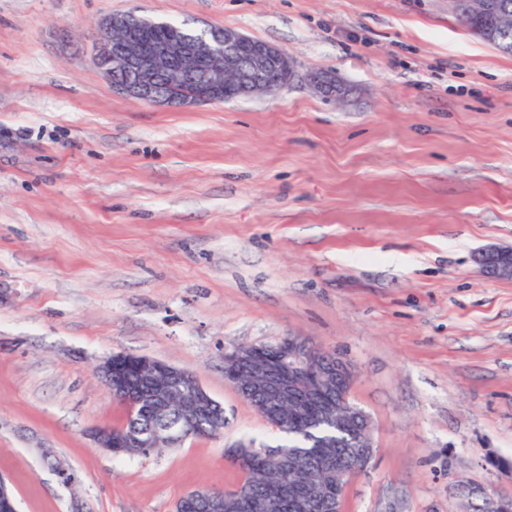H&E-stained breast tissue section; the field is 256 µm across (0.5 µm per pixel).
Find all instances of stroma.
<instances>
[{"instance_id":"35a3bbf8","label":"stroma","mask_w":512,"mask_h":512,"mask_svg":"<svg viewBox=\"0 0 512 512\" xmlns=\"http://www.w3.org/2000/svg\"><path fill=\"white\" fill-rule=\"evenodd\" d=\"M132 10L282 48L291 81L180 107L120 94L92 33ZM491 245H512V55L448 0H0V475L19 512L235 488L233 450L280 434L224 355L289 335L350 365L372 420L345 512L512 498V280L476 263ZM118 351L194 372L223 434L95 448L90 428L125 417L93 372ZM309 83L324 98L332 101L344 102L354 93L353 88L323 71L311 72Z\"/></svg>"}]
</instances>
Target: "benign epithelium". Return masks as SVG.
<instances>
[{"instance_id":"obj_1","label":"benign epithelium","mask_w":512,"mask_h":512,"mask_svg":"<svg viewBox=\"0 0 512 512\" xmlns=\"http://www.w3.org/2000/svg\"><path fill=\"white\" fill-rule=\"evenodd\" d=\"M459 15L470 21L488 23L486 34L493 38L495 29L505 25L512 14L498 0H451ZM150 19L135 11L114 14L100 19L94 30L93 64L111 81L119 93L146 104L185 105L205 101L252 97L273 93L283 88L293 74V62L285 50L256 40L231 28H211L209 37L194 40L185 36L156 39L149 33ZM309 83L324 98L343 102L354 93L353 88L323 71L309 74ZM477 260L496 278L512 280V247L489 246L478 253ZM154 380L152 393L158 407L171 397L187 406L185 421L194 423L206 418L216 426L224 422V407L202 387L197 376L167 362L135 356L119 351L104 357L94 373L109 389L113 399L128 411L140 405L135 393V373ZM315 374L323 381L336 382V401L326 400L315 410L304 406L300 418H325L347 424L359 413L366 422L363 437L346 448L350 460L370 462L374 446L371 421L366 412L349 403L352 373L338 359L320 363L315 359L314 345L302 336L289 335L265 353L255 346H239L224 354V378L237 386L245 383L251 391L273 402L284 396L298 379ZM94 447L120 453L128 447L125 432L107 426L90 432ZM348 467L336 465L333 479L321 489L330 512H344V492ZM472 494L482 498L479 512H512V500L496 499L479 488ZM237 512L258 509L304 512L315 497L308 482L291 487L281 486L263 500L232 490ZM204 500L207 512H222L225 499L215 494L187 498V504ZM0 512H19L11 485L0 478Z\"/></svg>"}]
</instances>
